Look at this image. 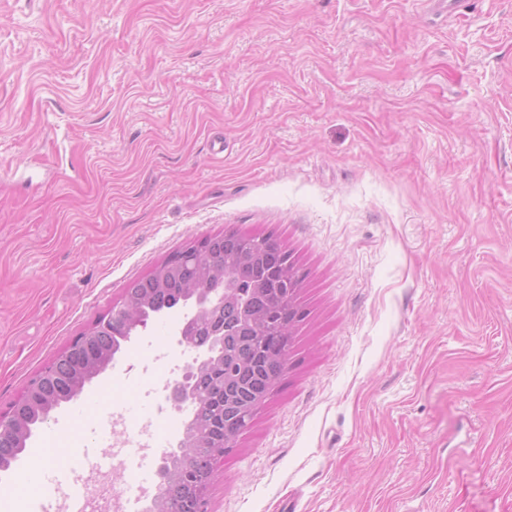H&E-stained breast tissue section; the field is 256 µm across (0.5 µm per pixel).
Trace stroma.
Wrapping results in <instances>:
<instances>
[{
  "mask_svg": "<svg viewBox=\"0 0 512 512\" xmlns=\"http://www.w3.org/2000/svg\"><path fill=\"white\" fill-rule=\"evenodd\" d=\"M223 231L304 317L209 512H512V0H0V413ZM191 313L85 388L165 443Z\"/></svg>",
  "mask_w": 512,
  "mask_h": 512,
  "instance_id": "1",
  "label": "stroma"
}]
</instances>
